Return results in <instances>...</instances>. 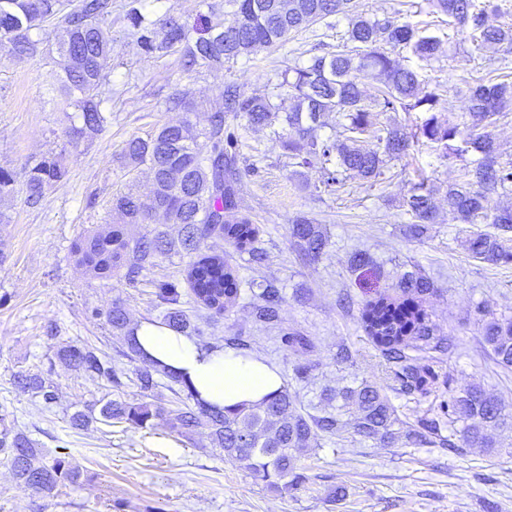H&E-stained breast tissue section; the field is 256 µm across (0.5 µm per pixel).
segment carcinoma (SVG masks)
<instances>
[{"label":"carcinoma","instance_id":"cac0c4a2","mask_svg":"<svg viewBox=\"0 0 512 512\" xmlns=\"http://www.w3.org/2000/svg\"><path fill=\"white\" fill-rule=\"evenodd\" d=\"M232 10L220 14L209 0H202L206 12L193 24L169 15L159 21L143 12L141 0H125L124 19L141 54L161 58L180 53L188 69L222 66L242 57L282 45L292 34L318 22L349 12L350 0H228ZM435 12L448 18V25L466 31L475 48L489 49L512 43V23H491L488 4L482 0H427ZM112 18V0H0V48L14 57H31L41 51L43 41L33 36L43 23L51 22L59 36L56 51L63 75L55 90L78 112L80 125L72 135L82 139L103 130L106 123L98 90L104 76L101 60L111 49L105 25ZM442 48V40L428 35L393 16L383 18L356 14L336 47L315 54L303 64L278 73L267 92L247 95L234 83L224 84L223 107L201 111L189 94L181 92L167 101L169 108L183 112L182 120L162 126L147 138H132L123 149L126 163L145 166L153 178L149 195L132 191L112 197V211L118 222L77 240L73 254L97 278L119 276L128 284L175 248L189 258L184 273L195 308L207 316H222L239 296V275L224 253L204 250L205 243L222 238L237 251H249L260 265L264 253L251 247L257 230L242 214L239 187L242 171L238 165L241 135L228 124V117H242L251 127H266L288 154L289 164L320 166L324 178L317 192L332 194L359 176L382 184L389 172L388 161L406 155L414 139L422 136L437 145L442 156L464 158L471 151L480 158L463 168L462 181L448 186V216L458 224H494L512 231V207L494 212L486 206L487 195L501 188L512 189V162L497 160V144L490 128L512 112V76L498 75L468 86L461 109V121L442 120L445 111L439 94L423 91L424 79L418 69L401 62L407 49L421 63L428 64ZM381 83L378 94L370 96L364 81ZM425 112L429 117L409 133L397 124H378L387 112ZM336 114L335 123L327 118ZM323 128L332 130L321 135ZM67 171L61 160L44 157L28 168L27 201L37 203L46 186L61 182ZM410 215L408 231L423 234L425 225L435 224L437 210L427 179L414 184L406 200ZM164 224L178 226L177 239L168 230L152 225L156 215ZM292 249L304 260L317 262L329 246V237L315 220L299 215L288 228ZM468 250L472 257L492 264L512 263V246L477 228L469 231ZM393 287L402 298L379 296L369 301L362 320L372 340L392 365L400 391L409 393L423 384L427 368L416 364L410 351L443 353L453 342L435 334L430 314L417 297L434 290L420 273L402 275ZM155 300L164 308L163 323L185 332L195 328L184 309L183 293L175 282L159 283ZM282 296L274 283L261 285L259 302L253 307L255 321L265 326L279 322ZM105 315L112 331L123 333L129 317L115 302ZM483 340L495 363L512 368V318L482 320ZM122 356L135 363V385L141 400H109L94 416V409L72 416V425L84 428L91 422L112 421L147 428L162 421L170 431L191 441L202 429L224 458L243 466L251 477L270 488L294 490L298 454L322 433L335 435L346 428L368 440L382 439L390 432L393 418L388 400L372 385H362L343 394L346 405L354 407L349 418L327 412L320 416L293 409L288 390L251 407L220 410L201 403L186 392L177 407L165 408L145 401L165 377L178 385V377L142 358L131 343ZM58 356L77 364L91 380L104 379L120 386L124 372L112 363V355L84 344H66ZM21 390L40 397L46 404L55 399L54 386L38 374L19 373L14 378ZM461 425L460 438L468 447L491 448L490 431L512 420L502 406L479 389L448 394L434 417L423 419L412 437L421 442L426 433L438 430L440 422ZM0 460L14 478L52 498L62 486H78L82 473L64 457L48 461L43 450L21 430L0 419Z\"/></svg>","mask_w":512,"mask_h":512}]
</instances>
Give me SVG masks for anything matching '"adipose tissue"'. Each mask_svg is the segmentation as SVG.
Instances as JSON below:
<instances>
[{"mask_svg":"<svg viewBox=\"0 0 512 512\" xmlns=\"http://www.w3.org/2000/svg\"><path fill=\"white\" fill-rule=\"evenodd\" d=\"M141 355L180 376L204 403L225 409L251 406L279 393L280 372L253 355L221 347L206 348L188 334L141 320L131 329Z\"/></svg>","mask_w":512,"mask_h":512,"instance_id":"obj_1","label":"adipose tissue"}]
</instances>
